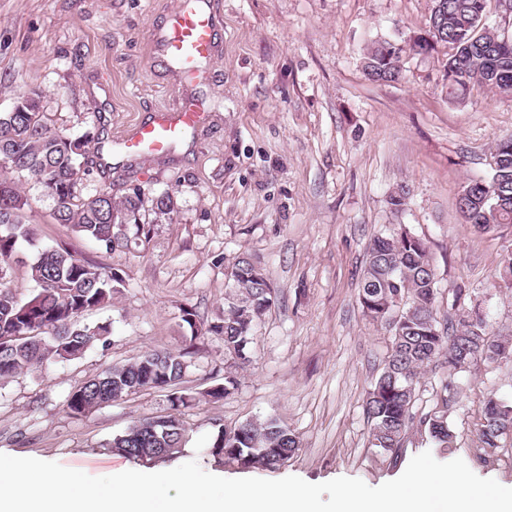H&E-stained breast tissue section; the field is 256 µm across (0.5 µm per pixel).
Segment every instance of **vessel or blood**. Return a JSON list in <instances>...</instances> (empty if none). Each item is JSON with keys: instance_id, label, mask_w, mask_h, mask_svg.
<instances>
[{"instance_id": "b4317fda", "label": "vessel or blood", "mask_w": 512, "mask_h": 512, "mask_svg": "<svg viewBox=\"0 0 512 512\" xmlns=\"http://www.w3.org/2000/svg\"><path fill=\"white\" fill-rule=\"evenodd\" d=\"M215 36V18L199 7L177 11L168 32L162 38L166 55L189 71H197L211 53ZM202 114L193 104L179 111L158 113L151 122L139 125L124 140L126 154L146 156L167 152L186 130L200 123Z\"/></svg>"}]
</instances>
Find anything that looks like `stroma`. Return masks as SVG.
<instances>
[{"instance_id":"35a3bbf8","label":"stroma","mask_w":512,"mask_h":512,"mask_svg":"<svg viewBox=\"0 0 512 512\" xmlns=\"http://www.w3.org/2000/svg\"><path fill=\"white\" fill-rule=\"evenodd\" d=\"M218 22L210 60L190 77L168 62L159 37L187 0H0V113L19 93L41 92L42 110L66 136L92 133L78 190L119 199L139 187L172 194L178 209L128 234L109 251L52 217L55 203L24 177L39 244L119 274L104 307L81 321L110 327L107 346L0 383V453L52 461L94 477L133 468L106 444L134 421L166 413L167 394L148 390L75 416L67 395L115 364L150 349L190 348L184 409L187 443L159 470L197 461L229 479L310 483L358 478L376 487L428 451L463 459L478 476L512 487V434L495 457L477 448L489 393L512 401V360L453 373L429 370L416 390L421 417L447 407L452 451L411 429L400 458L372 444L364 413L391 334L366 319L359 283L378 235L407 227L428 245L437 273L439 320L466 313L512 335V285L497 276L512 253V224L489 234L462 221L457 199L493 172L492 146L512 135V94L485 88L448 98L446 47L405 52L402 77L368 80L362 59L374 41L425 33L433 0H204ZM194 103L203 120L168 152L125 155L122 139L157 112ZM405 205L391 210V194ZM264 269L275 290L237 366L216 329L226 274L239 256ZM195 309L202 333L186 344L180 310ZM226 398H207L225 372ZM278 417L301 446L284 466L241 469L210 453L219 428Z\"/></svg>"}]
</instances>
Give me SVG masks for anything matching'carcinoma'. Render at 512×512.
Segmentation results:
<instances>
[{"label": "carcinoma", "mask_w": 512, "mask_h": 512, "mask_svg": "<svg viewBox=\"0 0 512 512\" xmlns=\"http://www.w3.org/2000/svg\"><path fill=\"white\" fill-rule=\"evenodd\" d=\"M442 5L429 22L436 23L441 45L451 48L445 63L448 96L457 101L473 88L512 92V39L506 41L483 23L488 0H434ZM401 54L389 50L386 40L373 42L364 57L365 73L395 80L401 77ZM18 112L0 113V261L8 262L20 240L33 248L29 262L34 292L21 298L3 282L0 267V380L30 372L45 363L81 357L95 342H107L105 324L80 322L82 314L112 300L122 278L110 275L65 249L42 248L26 214L27 199L15 182L1 174L10 169L25 174L55 202L53 219L70 224L77 232L112 249L126 239L127 226L136 233L142 222L144 191L137 187L122 200L100 191L88 197L77 192L82 168L83 143L73 141L45 122L41 94L23 92L16 97ZM502 163L491 180L512 194V136L494 144ZM476 190L463 186L459 210L463 221L481 233L512 224V205L493 207L481 203ZM169 193L151 199L155 220L176 212ZM272 289L259 266L242 256L228 273L224 298V351L238 364L250 362L249 345L257 324L271 303ZM359 302L364 315L389 329L390 355L376 377L365 403L370 434L376 447L399 455L408 431L418 425L434 445L447 451L454 434L445 413L433 412L414 421L416 386L426 369L443 360L450 371H465L480 363L512 357V337L495 334L478 318L460 315L457 322L441 326L437 319L436 273L425 242L403 227L371 243L361 275ZM403 303L396 322L391 318ZM185 354L150 349L132 361L114 365L70 392L65 405L73 415H83L144 389L168 392L169 411L133 423L108 443L113 451L144 464L170 458L184 446L186 427L179 409L192 395L185 392ZM238 387L233 375L224 385L206 391L220 400ZM512 426V405L490 395L481 406L478 428L480 449L489 456ZM300 441L277 419L246 421L220 430L210 448L213 457L242 468H278L291 459Z\"/></svg>", "instance_id": "carcinoma-1"}]
</instances>
